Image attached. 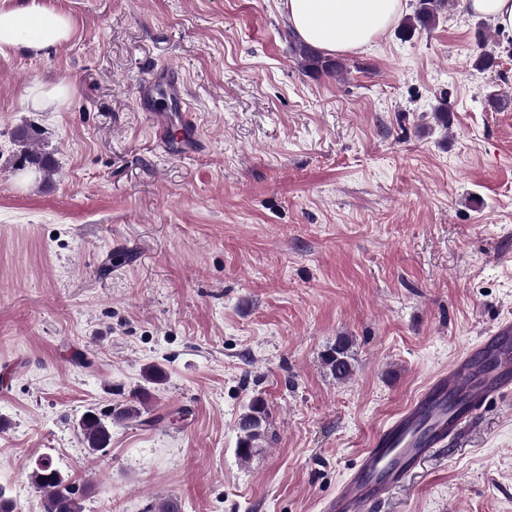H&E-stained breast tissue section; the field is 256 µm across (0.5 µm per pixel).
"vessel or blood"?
Returning <instances> with one entry per match:
<instances>
[{
    "instance_id": "1",
    "label": "vessel or blood",
    "mask_w": 512,
    "mask_h": 512,
    "mask_svg": "<svg viewBox=\"0 0 512 512\" xmlns=\"http://www.w3.org/2000/svg\"><path fill=\"white\" fill-rule=\"evenodd\" d=\"M137 97L151 103L164 148H196L200 131L177 70L158 69L139 86ZM511 397L512 320L505 318L374 432L325 512H364L368 504L383 501L423 461L461 436L482 408Z\"/></svg>"
}]
</instances>
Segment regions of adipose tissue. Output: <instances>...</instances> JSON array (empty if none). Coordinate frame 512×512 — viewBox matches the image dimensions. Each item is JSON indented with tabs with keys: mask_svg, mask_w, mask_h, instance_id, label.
I'll return each instance as SVG.
<instances>
[{
	"mask_svg": "<svg viewBox=\"0 0 512 512\" xmlns=\"http://www.w3.org/2000/svg\"><path fill=\"white\" fill-rule=\"evenodd\" d=\"M288 21L301 41L336 54L370 46L392 25L401 0H286ZM71 32L68 17L40 0L18 9L0 10V52L22 47L47 52Z\"/></svg>",
	"mask_w": 512,
	"mask_h": 512,
	"instance_id": "ef3b65f1",
	"label": "adipose tissue"
}]
</instances>
